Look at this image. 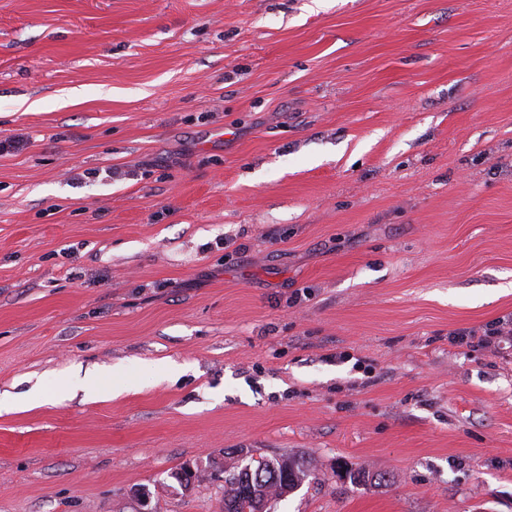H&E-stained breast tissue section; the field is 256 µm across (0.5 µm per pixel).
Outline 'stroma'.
I'll return each mask as SVG.
<instances>
[{
  "mask_svg": "<svg viewBox=\"0 0 512 512\" xmlns=\"http://www.w3.org/2000/svg\"><path fill=\"white\" fill-rule=\"evenodd\" d=\"M1 139L0 512H512V0H0ZM233 463L224 469V512H268L272 499H281L294 491L305 479L310 477V463L303 457L282 455L272 459ZM256 463V464H255ZM252 465L255 474L262 471L265 478L262 483L248 469ZM266 507L265 511H260Z\"/></svg>",
  "mask_w": 512,
  "mask_h": 512,
  "instance_id": "obj_1",
  "label": "stroma"
}]
</instances>
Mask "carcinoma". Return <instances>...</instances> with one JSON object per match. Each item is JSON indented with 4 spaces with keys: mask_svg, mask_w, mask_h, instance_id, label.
Listing matches in <instances>:
<instances>
[{
    "mask_svg": "<svg viewBox=\"0 0 512 512\" xmlns=\"http://www.w3.org/2000/svg\"><path fill=\"white\" fill-rule=\"evenodd\" d=\"M311 474L310 463L294 455L235 462L224 470V512H260L271 500L294 491Z\"/></svg>",
    "mask_w": 512,
    "mask_h": 512,
    "instance_id": "carcinoma-1",
    "label": "carcinoma"
}]
</instances>
